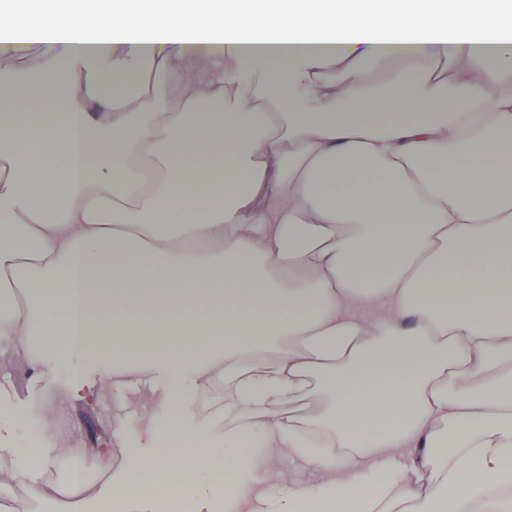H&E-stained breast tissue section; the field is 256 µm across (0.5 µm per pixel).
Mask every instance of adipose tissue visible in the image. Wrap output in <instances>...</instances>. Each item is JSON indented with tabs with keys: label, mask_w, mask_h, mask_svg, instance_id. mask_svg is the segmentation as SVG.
Here are the masks:
<instances>
[{
	"label": "adipose tissue",
	"mask_w": 512,
	"mask_h": 512,
	"mask_svg": "<svg viewBox=\"0 0 512 512\" xmlns=\"http://www.w3.org/2000/svg\"><path fill=\"white\" fill-rule=\"evenodd\" d=\"M0 31L49 39L0 71V355L70 405L147 389L57 512H512L503 0H18ZM132 412L230 467L154 453L127 496ZM35 413L0 396V475L63 454L15 448Z\"/></svg>",
	"instance_id": "adipose-tissue-1"
}]
</instances>
